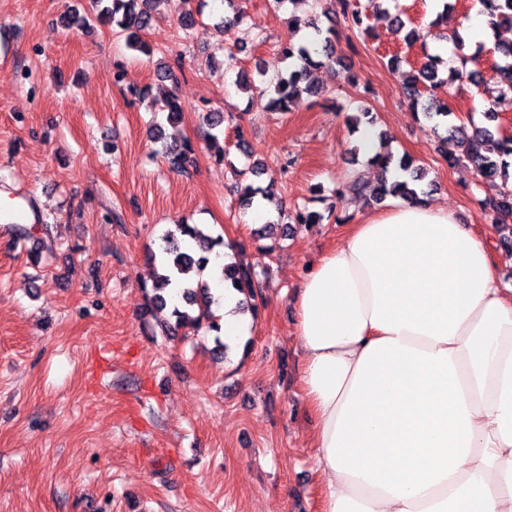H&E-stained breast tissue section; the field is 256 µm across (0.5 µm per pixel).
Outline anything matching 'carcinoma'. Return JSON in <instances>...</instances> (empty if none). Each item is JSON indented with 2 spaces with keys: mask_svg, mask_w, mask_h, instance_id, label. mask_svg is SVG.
Returning a JSON list of instances; mask_svg holds the SVG:
<instances>
[{
  "mask_svg": "<svg viewBox=\"0 0 512 512\" xmlns=\"http://www.w3.org/2000/svg\"><path fill=\"white\" fill-rule=\"evenodd\" d=\"M332 6L344 20L352 23L358 32L369 34L375 22H389L398 29L405 27V22L398 15H393L386 8H375L373 16L359 11L354 0H330ZM479 11L490 17L489 23L497 30L504 25L512 24V0H478ZM175 7L180 27L188 30L198 21L199 12L192 10L190 0H88L87 14L77 12L68 13L63 20L64 26L74 32H84L98 24L112 28L115 33H127V47L144 56L150 57L154 50L149 43L141 37V32L147 30L153 16L161 7ZM335 31L327 29V36L321 40L320 47L309 48L306 45H297L291 40L281 42L272 60L260 59L255 64L256 76L244 72L237 73V82L241 89L248 90L253 87L254 78L270 92V109L274 112H289L300 101L302 96H313L316 88L308 78L310 70L317 68H334L341 63L337 54L336 44L332 39ZM451 38L455 42L459 66L450 69L448 83L476 82L477 71L471 64L477 57L463 52V44L458 42L457 32H452ZM493 52L497 54L496 68L499 79L493 88L483 90L488 110L485 118L490 122L488 126H471L464 124L449 125V130L456 138L461 154L448 160V164L466 161L473 166L482 180L496 188V193L481 200L484 210L493 214L499 224L512 222V190L497 186L496 179L507 183L509 169L512 168V135L503 134L498 126L492 122L498 119L497 108L504 103H512V43H495ZM442 78L439 77L437 59L429 58V62L420 69L408 73L403 93L414 110L420 111L423 119L439 126L454 115L453 110L446 104H441L429 97L430 90L440 88ZM165 120L173 125L182 118V108L176 94L170 93L165 101ZM209 128L208 147L215 156L224 158V145L221 144L223 133L218 130L223 118L217 113L209 111L204 116ZM192 146L184 143L180 146L166 145L162 147V157L167 159L171 168L180 173H189V163ZM372 162L380 172L378 181L373 184L363 183L357 179L348 185V191L356 197H365L378 205L387 197L417 196V186L427 177V169L415 163L408 154L394 158L391 151L385 150L375 154ZM271 199L268 190L246 184L240 187V205L251 207L256 195ZM281 221V235L288 237L293 233L295 226L317 224L323 216L316 211L305 208L293 212H286L283 204L276 205ZM182 239L175 238L174 233L168 231L161 240V252L149 250L145 254L146 264L152 273V285L146 292L147 309H163L167 305L164 292L168 288H176L181 294L183 305L173 306L171 317L174 322L165 328L166 335H175L181 331L195 332L202 327L212 331H219L216 315L212 305L218 303L210 292L205 281L196 283L185 278V274L194 271L201 273L208 265L209 258H198L187 246V242L206 241L212 246L220 245L223 239L211 238L203 234L200 225L182 221L176 224ZM222 280L230 283L240 293L246 295L247 306L257 311L255 303L257 297L258 274L250 267L239 262H230L222 267Z\"/></svg>",
  "mask_w": 512,
  "mask_h": 512,
  "instance_id": "cac0c4a2",
  "label": "carcinoma"
}]
</instances>
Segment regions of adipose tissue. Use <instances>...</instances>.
Segmentation results:
<instances>
[{
  "instance_id": "obj_1",
  "label": "adipose tissue",
  "mask_w": 512,
  "mask_h": 512,
  "mask_svg": "<svg viewBox=\"0 0 512 512\" xmlns=\"http://www.w3.org/2000/svg\"><path fill=\"white\" fill-rule=\"evenodd\" d=\"M206 272L226 342L254 320ZM321 512H512V288L428 199L347 232L294 297Z\"/></svg>"
}]
</instances>
